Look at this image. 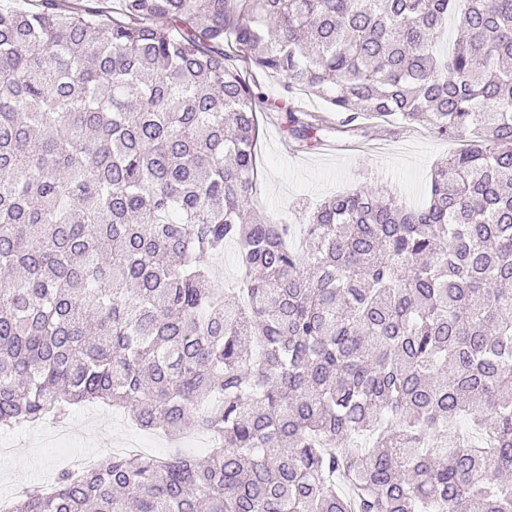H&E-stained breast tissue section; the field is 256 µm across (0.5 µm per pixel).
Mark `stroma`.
Masks as SVG:
<instances>
[{"label": "stroma", "mask_w": 512, "mask_h": 512, "mask_svg": "<svg viewBox=\"0 0 512 512\" xmlns=\"http://www.w3.org/2000/svg\"><path fill=\"white\" fill-rule=\"evenodd\" d=\"M280 123L276 114L263 124L253 209L295 231L304 223L308 207L366 184L383 187L408 205L423 204L435 165L458 146L457 141L435 137L421 123L394 133L373 130L356 137V144L363 147L359 153L349 151L346 141L333 136L325 146L309 151L284 138ZM65 431L58 447L13 433L10 453L0 456V499L11 497L15 484H50L60 470L70 468L72 454H109L111 438L136 442L154 457L175 451L201 456L208 447L207 437L196 432L171 443L162 432L139 429L120 410L93 415L87 407H75L65 421Z\"/></svg>", "instance_id": "obj_1"}]
</instances>
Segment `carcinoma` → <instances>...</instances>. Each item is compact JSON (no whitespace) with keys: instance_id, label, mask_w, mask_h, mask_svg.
<instances>
[{"instance_id":"obj_1","label":"carcinoma","mask_w":512,"mask_h":512,"mask_svg":"<svg viewBox=\"0 0 512 512\" xmlns=\"http://www.w3.org/2000/svg\"><path fill=\"white\" fill-rule=\"evenodd\" d=\"M118 2L0 4V428L91 402L215 441L8 512H512V0ZM267 112L463 144L425 206L365 185L294 249L248 209ZM238 248L233 242L224 246V254L213 256L207 263L212 268L216 288H233L239 276Z\"/></svg>"}]
</instances>
